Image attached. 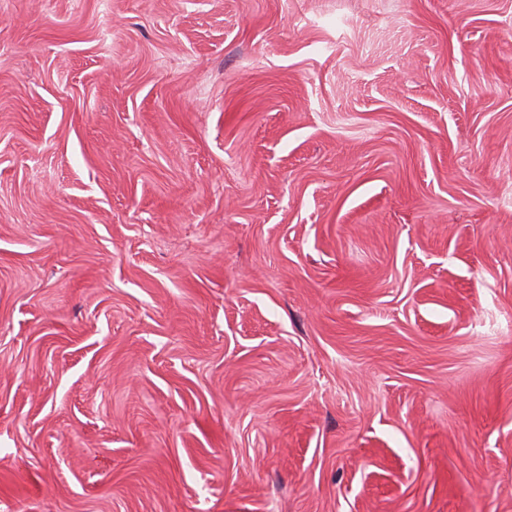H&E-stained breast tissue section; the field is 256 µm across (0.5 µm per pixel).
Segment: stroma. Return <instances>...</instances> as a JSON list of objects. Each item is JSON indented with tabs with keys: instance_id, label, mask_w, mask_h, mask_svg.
Wrapping results in <instances>:
<instances>
[{
	"instance_id": "obj_1",
	"label": "stroma",
	"mask_w": 512,
	"mask_h": 512,
	"mask_svg": "<svg viewBox=\"0 0 512 512\" xmlns=\"http://www.w3.org/2000/svg\"><path fill=\"white\" fill-rule=\"evenodd\" d=\"M0 512H512V0H0Z\"/></svg>"
}]
</instances>
